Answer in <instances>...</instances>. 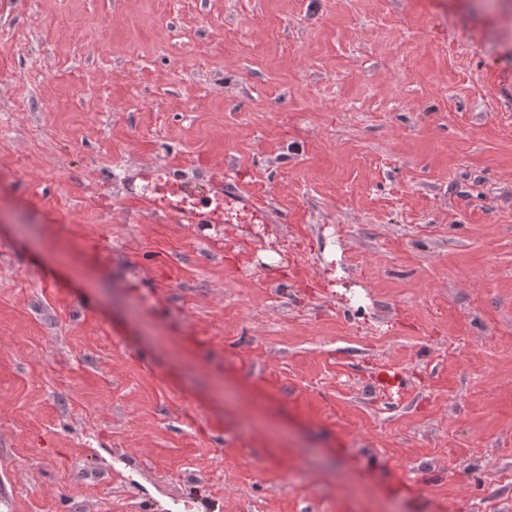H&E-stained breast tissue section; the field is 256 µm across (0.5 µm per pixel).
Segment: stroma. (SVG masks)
I'll list each match as a JSON object with an SVG mask.
<instances>
[{
    "label": "stroma",
    "mask_w": 512,
    "mask_h": 512,
    "mask_svg": "<svg viewBox=\"0 0 512 512\" xmlns=\"http://www.w3.org/2000/svg\"><path fill=\"white\" fill-rule=\"evenodd\" d=\"M0 512H512V0H0ZM198 197H213L221 201L224 199V204H230L233 207L242 206L243 209L255 208L253 203L250 200L245 199L239 189L230 183L227 179H225L224 183L218 187L217 191H213L211 188H209L207 193Z\"/></svg>",
    "instance_id": "35a3bbf8"
}]
</instances>
